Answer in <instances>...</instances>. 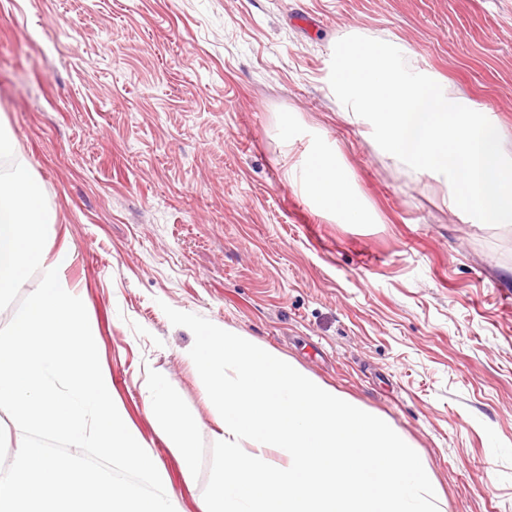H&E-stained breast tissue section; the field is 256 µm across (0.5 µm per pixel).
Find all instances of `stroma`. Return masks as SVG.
I'll use <instances>...</instances> for the list:
<instances>
[{
	"label": "stroma",
	"mask_w": 512,
	"mask_h": 512,
	"mask_svg": "<svg viewBox=\"0 0 512 512\" xmlns=\"http://www.w3.org/2000/svg\"><path fill=\"white\" fill-rule=\"evenodd\" d=\"M361 35L479 103L512 154V0H0V113L76 256L126 420L200 512L216 413L164 306L274 350L385 418L444 512H512V225L448 211L324 78ZM335 153L374 221L289 174ZM196 421L184 476L148 401Z\"/></svg>",
	"instance_id": "obj_1"
}]
</instances>
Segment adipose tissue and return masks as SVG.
I'll list each match as a JSON object with an SVG mask.
<instances>
[{
    "label": "adipose tissue",
    "mask_w": 512,
    "mask_h": 512,
    "mask_svg": "<svg viewBox=\"0 0 512 512\" xmlns=\"http://www.w3.org/2000/svg\"><path fill=\"white\" fill-rule=\"evenodd\" d=\"M299 183L311 201L337 217L356 218L363 211L360 199L350 190L335 156L327 150H314L301 160ZM150 407L166 447L179 457L183 473L191 474L195 467L194 420L180 413L174 398L161 391L151 395Z\"/></svg>",
    "instance_id": "ef3b65f1"
}]
</instances>
